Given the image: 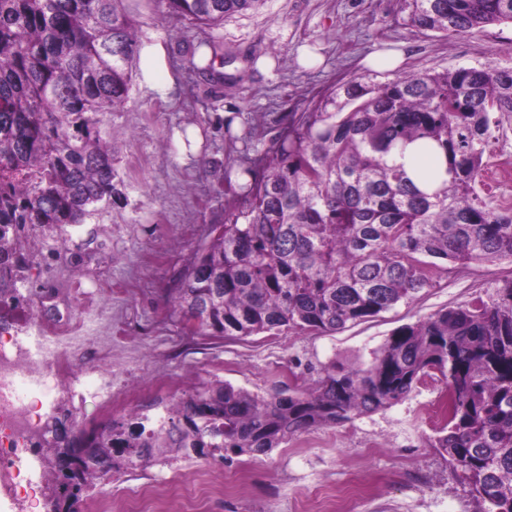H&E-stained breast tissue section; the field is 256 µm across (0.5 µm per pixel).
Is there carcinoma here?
I'll return each instance as SVG.
<instances>
[{"instance_id": "cac0c4a2", "label": "carcinoma", "mask_w": 512, "mask_h": 512, "mask_svg": "<svg viewBox=\"0 0 512 512\" xmlns=\"http://www.w3.org/2000/svg\"><path fill=\"white\" fill-rule=\"evenodd\" d=\"M123 0H0V312L17 288L30 232L81 224L118 193L104 117L126 101L137 40ZM169 15L214 28L264 0H165ZM420 30L455 35L512 22V0H396ZM512 117V68L356 77L305 100L211 226L176 289L190 335L326 333L433 287L436 272L512 259V211L476 191L492 129ZM414 148L417 178L402 163ZM446 380L434 438L481 512H512V277L490 300L405 324L357 365L322 366L304 389L259 396L207 382L152 418L98 433L62 408L44 425L48 512H76L95 480L176 461L264 455L288 437L384 410L422 378ZM80 448L112 462L91 467Z\"/></svg>"}]
</instances>
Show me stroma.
I'll return each mask as SVG.
<instances>
[{
	"mask_svg": "<svg viewBox=\"0 0 512 512\" xmlns=\"http://www.w3.org/2000/svg\"><path fill=\"white\" fill-rule=\"evenodd\" d=\"M139 45L163 43L167 70L156 86L134 79L128 99L108 114L103 133L116 147L118 192L84 223L65 233L35 229L30 241L51 248L56 288H80L112 318V358L148 351L152 364L129 369L139 387L135 413L162 398L165 382L182 380L187 390L223 380L264 395L309 381V367L332 360L368 361L398 327L448 307L492 295L512 276L508 260L477 261L440 273L433 287L379 316L333 333L283 331L226 340L184 335L168 297L217 223L225 204L226 172H237L244 147L264 152L287 113L332 83L364 76L384 83L410 72L457 67L512 68V24H491L451 37L422 31L404 21L395 0H265L256 11L225 17L219 27L197 29L166 15L163 0H125ZM214 40L224 54V79L204 81L189 62L200 41ZM267 70H260L258 60ZM167 86L159 95L157 85ZM194 129L198 154L182 153L174 135ZM111 294H104V287ZM84 369L69 389L44 409L66 407L86 429L109 420L87 391ZM446 391L441 376L425 378L391 408L301 433L305 445L284 442L270 453L223 460L181 461L151 466L113 479V493L129 484L165 486L177 480L193 490L199 473L220 482L242 471L240 488L208 501L205 512H325L332 494L376 484L377 494L353 498L349 512H477L459 469L432 445L440 426L418 414ZM381 443L369 452L366 443Z\"/></svg>",
	"mask_w": 512,
	"mask_h": 512,
	"instance_id": "obj_1",
	"label": "stroma"
}]
</instances>
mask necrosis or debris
<instances>
[{"mask_svg": "<svg viewBox=\"0 0 512 512\" xmlns=\"http://www.w3.org/2000/svg\"><path fill=\"white\" fill-rule=\"evenodd\" d=\"M26 324L39 329L34 312L21 307L0 322V487L15 495H30L32 485L23 466L41 455V409L51 388L70 382L77 364L111 363L112 338L73 335L44 337L41 351L17 342L14 328ZM77 512H160L156 492L140 485L130 487L122 499L102 488Z\"/></svg>", "mask_w": 512, "mask_h": 512, "instance_id": "4bbe7bcc", "label": "necrosis or debris"}]
</instances>
